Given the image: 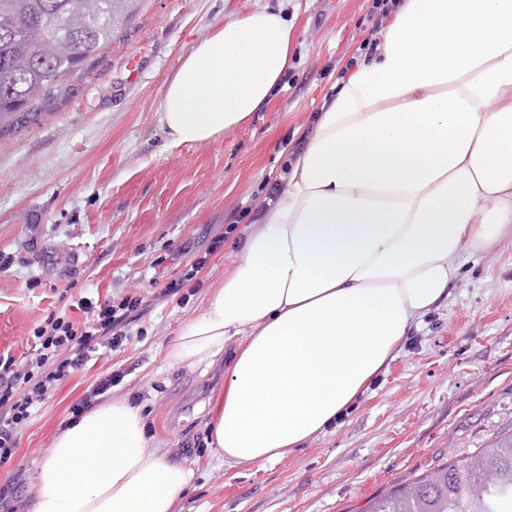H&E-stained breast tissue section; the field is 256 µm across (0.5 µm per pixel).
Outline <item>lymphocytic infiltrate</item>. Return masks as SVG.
I'll use <instances>...</instances> for the list:
<instances>
[{"label": "lymphocytic infiltrate", "instance_id": "1", "mask_svg": "<svg viewBox=\"0 0 512 512\" xmlns=\"http://www.w3.org/2000/svg\"><path fill=\"white\" fill-rule=\"evenodd\" d=\"M139 300L98 303L93 321L76 322L69 314L51 313L34 332L23 358L0 354V459L10 458L18 434L45 396L86 366L95 354L118 350Z\"/></svg>", "mask_w": 512, "mask_h": 512}]
</instances>
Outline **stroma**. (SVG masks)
Returning <instances> with one entry per match:
<instances>
[{"label": "stroma", "instance_id": "obj_1", "mask_svg": "<svg viewBox=\"0 0 512 512\" xmlns=\"http://www.w3.org/2000/svg\"><path fill=\"white\" fill-rule=\"evenodd\" d=\"M379 0H144L81 73L41 92L34 118L0 133V353L17 356L63 301H142L124 346L64 380L0 460V497L32 512L37 463L95 379L139 406L153 446L194 478L178 512H363L392 485L512 430V241L465 258L447 306L423 317L361 399L298 448L228 465L209 425L231 364L175 365L169 346L224 283L250 219L284 177L298 132L378 27ZM292 28L291 58L266 106L205 143L170 145L157 115L167 79L225 20L256 9ZM138 63L130 74V63ZM38 222H31V215ZM224 247L200 285L162 300L189 240Z\"/></svg>", "mask_w": 512, "mask_h": 512}]
</instances>
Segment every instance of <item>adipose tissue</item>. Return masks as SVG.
<instances>
[{
    "instance_id": "ef3b65f1",
    "label": "adipose tissue",
    "mask_w": 512,
    "mask_h": 512,
    "mask_svg": "<svg viewBox=\"0 0 512 512\" xmlns=\"http://www.w3.org/2000/svg\"><path fill=\"white\" fill-rule=\"evenodd\" d=\"M292 30L257 9L199 41L167 80L170 143H204L263 109ZM274 204L170 346L237 353L211 428L228 464L303 445L446 304L464 254L512 240V0H401L301 135ZM194 473L115 399L71 420L30 485L32 512H171Z\"/></svg>"
}]
</instances>
